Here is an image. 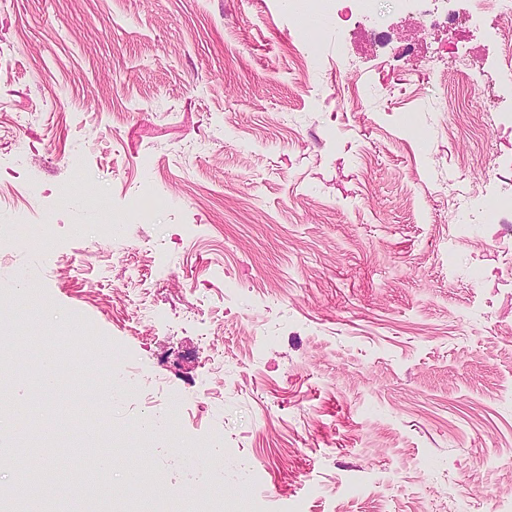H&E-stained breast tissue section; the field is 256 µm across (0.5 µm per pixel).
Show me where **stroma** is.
<instances>
[{
    "label": "stroma",
    "instance_id": "1",
    "mask_svg": "<svg viewBox=\"0 0 512 512\" xmlns=\"http://www.w3.org/2000/svg\"><path fill=\"white\" fill-rule=\"evenodd\" d=\"M376 6L309 28L282 0H0V244L52 224L0 254V308L38 292L10 335L106 365L39 408L42 463L90 401L105 420L69 436L145 449L179 512H512V210L463 225L435 193L512 191V117L483 98L512 26ZM216 325L229 389L196 356ZM120 348L140 381L115 401ZM155 377L167 430L140 435ZM123 479L55 502L141 512Z\"/></svg>",
    "mask_w": 512,
    "mask_h": 512
}]
</instances>
